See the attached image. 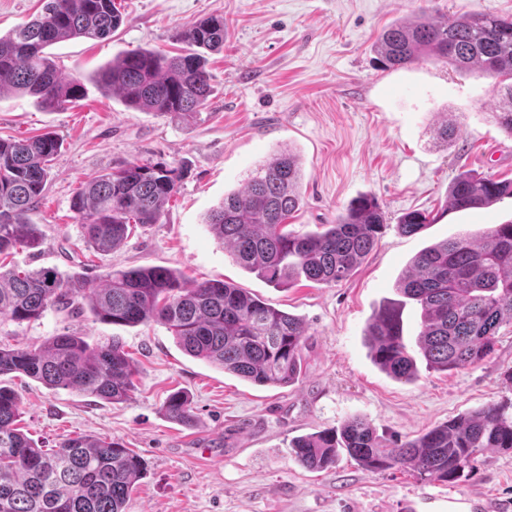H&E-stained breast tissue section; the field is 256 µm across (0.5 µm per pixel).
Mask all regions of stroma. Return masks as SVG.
Segmentation results:
<instances>
[{
  "instance_id": "35a3bbf8",
  "label": "stroma",
  "mask_w": 512,
  "mask_h": 512,
  "mask_svg": "<svg viewBox=\"0 0 512 512\" xmlns=\"http://www.w3.org/2000/svg\"><path fill=\"white\" fill-rule=\"evenodd\" d=\"M126 21L110 37L49 46L62 75L81 72L83 98L48 111L34 98L0 94V138L53 133L61 146L40 203L30 212L43 242L17 249L11 264L51 267L62 276L99 278L113 269L164 266L192 284L219 279L306 327L302 374L287 387H260L187 355L159 323L116 326L48 309L30 323L0 321V339L40 345L75 331L90 340L120 337L137 375L130 398L107 404L24 376L6 377L23 408L20 426L44 448L80 434L140 454L144 475L126 512H512V452L485 450L461 480H418L397 470L370 473L349 456L324 471L299 465L300 435L361 417L390 441L492 403L512 400V325L479 364L452 372L421 369L411 383L371 361L367 322L393 298L411 259L426 246L489 224L512 222V198L478 211L447 210L448 188L464 172L512 180V135L490 121L497 77L421 59L394 69L375 59L389 26L420 10L455 20L467 14L512 16V0H122ZM224 18V47L207 55L212 92L200 113L161 117L128 108L102 91L95 73L142 47L174 51L200 18ZM449 120L448 143L434 138ZM302 163V204L293 229L334 223L350 202L370 195L387 227L346 280H306L277 288L240 268L205 218L225 194L244 187L273 155ZM180 165L184 176L156 224L135 227L107 254L89 250L72 208L81 182L132 162ZM434 217L413 236L396 226L407 212ZM189 393L193 425L168 420L162 405Z\"/></svg>"
}]
</instances>
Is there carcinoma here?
I'll list each match as a JSON object with an SVG mask.
<instances>
[{
  "label": "carcinoma",
  "instance_id": "cac0c4a2",
  "mask_svg": "<svg viewBox=\"0 0 512 512\" xmlns=\"http://www.w3.org/2000/svg\"><path fill=\"white\" fill-rule=\"evenodd\" d=\"M124 23L115 0H46L43 13L0 35V94L36 98L46 110L79 99L83 76L64 77L44 49L74 39H104ZM186 44L169 56L137 48L102 68L98 85L126 106L158 116L197 114L211 95L208 51L224 46V18L210 16L180 33ZM379 62L403 67L430 58L456 67L477 66L512 80V16L477 14L450 23L422 15L398 22L378 38ZM491 119L512 135V83L500 88ZM59 141L52 134L0 139V257L40 245L28 213L42 198ZM183 168L163 162L130 163L81 183L72 208L87 247L118 248L134 224H156L178 190ZM297 157L282 152L260 166L243 189L224 195L205 220L235 263L279 287L304 277L335 284L350 277L386 227L373 197L354 199L333 224L317 231L288 229L301 203ZM512 198V180L461 174L451 183L449 207L486 209ZM432 223L423 212L397 224L415 235ZM390 300L368 321L364 336L373 363L398 381L417 378V359L448 372L480 363L494 349L499 330L512 324V223L432 244L411 260ZM86 302L100 321L117 326L158 322L188 355L257 386L283 387L301 373L305 327L224 280L185 286L174 270L137 267L108 272L99 280L64 278L54 268L20 270L0 261V318L22 324L51 307ZM420 310L417 354L407 351L402 309ZM24 374L45 386L70 388L108 403L127 399L136 368L117 336L90 344L76 333L52 337L39 347L0 342V377ZM166 416L189 426L188 395H170ZM21 401L0 382V512H126L144 473L140 455L116 442L68 438L41 448L19 427ZM485 448L512 451V403L491 404L450 420L393 447L360 417L340 427L294 438L291 453L311 471L325 470L346 453L368 472L399 469L421 480L454 482Z\"/></svg>",
  "mask_w": 512,
  "mask_h": 512
}]
</instances>
